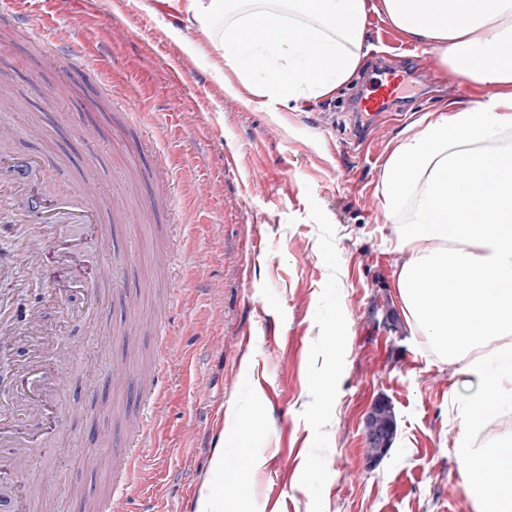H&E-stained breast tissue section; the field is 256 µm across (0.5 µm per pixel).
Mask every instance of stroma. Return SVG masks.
Wrapping results in <instances>:
<instances>
[{
  "label": "stroma",
  "instance_id": "1",
  "mask_svg": "<svg viewBox=\"0 0 512 512\" xmlns=\"http://www.w3.org/2000/svg\"><path fill=\"white\" fill-rule=\"evenodd\" d=\"M43 15L85 56L29 40ZM113 28L128 38L111 40ZM182 31L207 41L143 0H22L19 17L0 19V94H23L0 109L12 132L0 179L37 154L48 178L33 195L91 174L137 217L60 225L39 266L0 271L16 313L43 304L73 354L52 458L26 460L42 512H95L154 380L162 415L142 439L128 512H472L453 455L461 388L403 316L381 180L410 127L483 100V86L372 12L350 81L270 112L246 88L227 93ZM382 62L403 72L404 118L359 148L349 110ZM107 255L118 276L102 281ZM73 268L104 293L96 315L44 301ZM117 364L126 373L108 383ZM380 398L397 429L375 463L363 420ZM232 479L242 496L216 499Z\"/></svg>",
  "mask_w": 512,
  "mask_h": 512
}]
</instances>
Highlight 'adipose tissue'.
Wrapping results in <instances>:
<instances>
[{
  "instance_id": "ef3b65f1",
  "label": "adipose tissue",
  "mask_w": 512,
  "mask_h": 512,
  "mask_svg": "<svg viewBox=\"0 0 512 512\" xmlns=\"http://www.w3.org/2000/svg\"><path fill=\"white\" fill-rule=\"evenodd\" d=\"M206 34L227 93L252 88L268 103L322 98L357 71L369 11L438 63L496 95L451 109L403 138L382 179L405 255L397 288L404 316L434 356L461 376L463 431L454 458L474 512H512V437L480 435L512 413V0H161ZM277 32L247 64L258 24ZM481 179H474V172Z\"/></svg>"
}]
</instances>
